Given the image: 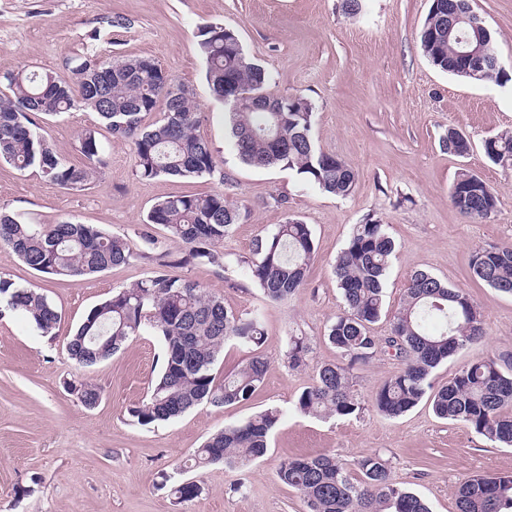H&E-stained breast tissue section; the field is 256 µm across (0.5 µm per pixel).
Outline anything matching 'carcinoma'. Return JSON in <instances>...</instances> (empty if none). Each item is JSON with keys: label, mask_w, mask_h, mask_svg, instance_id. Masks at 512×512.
<instances>
[{"label": "carcinoma", "mask_w": 512, "mask_h": 512, "mask_svg": "<svg viewBox=\"0 0 512 512\" xmlns=\"http://www.w3.org/2000/svg\"><path fill=\"white\" fill-rule=\"evenodd\" d=\"M448 12L432 3L420 35L421 48L437 69L467 78L458 58L456 35H448L446 14L466 0H446ZM198 47L206 60V78L215 98L229 106V122L240 159L254 167H282L336 197L348 196L355 186L353 169L341 158L317 148L312 139L313 104L300 94L281 98L271 94L272 76L244 52L239 36L226 26L198 27ZM70 81L51 71L25 65L0 77V160L19 170L36 169L66 190L90 182L103 164L102 144L92 131L82 133L75 149L85 160L77 167L39 132L32 116L58 115L84 107L97 113L111 135L128 140L135 155L136 176L142 179L211 176L218 161L208 142L196 133L198 112L190 90L155 60L133 57L114 60L90 54L69 69ZM282 101L279 112L255 108L254 98ZM162 113V119L144 127V115ZM487 158L512 167V134L495 136ZM441 147L459 155L462 135L453 128L441 138ZM450 199L465 217L491 218L497 211L495 191L478 175L462 172ZM240 210L215 190L207 195H172L154 203L144 224L162 226L170 238L187 248L185 261L220 266L224 254L213 246L224 241ZM147 249L104 233L99 228L64 220L33 227L0 211V246L12 249L31 269L52 276L79 279L150 258L160 243L148 231L141 233ZM395 252L385 225L367 217L354 225L336 259L334 276L345 307L327 329L328 342L341 361L315 367V377L297 398L296 412L313 417H346L364 409L355 390V370L379 350L380 339L371 326L385 315L384 281ZM256 258L248 274L263 296L283 302L306 284L315 255L309 225L290 219L257 241ZM167 253L157 254L158 269L146 279L112 294L94 306L68 336L70 358L90 368L112 357L132 336L150 332L164 345L162 373L147 397L128 414L146 426L173 420L203 404L226 406L249 400L260 386L265 359L254 354L216 382L214 368L224 343L234 340L259 348L264 342L260 312L238 315L224 300L208 294L198 283L166 271ZM472 276L512 295V246L495 244L474 251ZM23 312L44 336L59 327L55 306L33 288L0 278V298ZM485 336L482 315L468 292L454 288L425 271L414 272L403 304L394 315L385 345L402 362L401 369L379 384L370 405L395 418L431 400L441 419L464 422L486 441L512 447V363L487 355L460 369L448 384L434 383L435 370L459 349ZM310 348L305 339L288 338L287 357L295 368L308 366ZM81 403L97 405L101 392L95 385L78 383ZM281 417L268 408L247 420L224 426L212 434L194 456L196 466L222 464L242 469L267 452L270 434ZM350 467L329 454L283 460L278 479L303 497L309 512H431L419 495L402 488L391 475L388 460L367 456ZM201 487L194 481L172 489L178 502L194 499ZM456 512H512V474L475 475L454 490Z\"/></svg>", "instance_id": "carcinoma-1"}]
</instances>
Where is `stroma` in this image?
<instances>
[{
  "mask_svg": "<svg viewBox=\"0 0 512 512\" xmlns=\"http://www.w3.org/2000/svg\"><path fill=\"white\" fill-rule=\"evenodd\" d=\"M471 4L493 32L499 63L512 76V0ZM430 5L362 0L361 13L352 17L343 0H0V75L25 65L63 74L94 52L153 58L193 93L197 132L220 162L213 176L141 179L131 144L111 136L97 113L42 115L37 124L76 165L84 162L74 149L78 136L95 131L104 165L83 189L65 190L35 170L0 161V209L28 224L71 219L135 242L159 198L223 190L241 212L239 224L216 246L223 265L180 264L182 243L168 238L162 226L151 232L177 261L171 275L198 283L235 313L262 310L265 341L258 352L267 361L264 380L248 402L203 404L176 420L140 425L128 410L146 398L161 372L159 337H131L121 352L85 371L76 368L66 343L92 307L151 276L156 264L138 261L71 280L36 272L0 247V277L38 288L61 314L48 337L0 300V512H307L300 494L276 471L284 459L323 452L349 464L382 455L393 479L424 498L432 512H455L454 489L468 476L512 474V447L438 419L426 399L397 418L372 408L329 419L294 410L312 382L313 365L339 358L325 337L344 308L333 268L353 226L370 215L398 246L385 283L386 314L372 333L389 336L408 281L422 270L465 289L486 330L481 342L436 370V385L488 354L512 358V296L473 280L469 267L478 247L512 245V169L489 162L481 147L485 138L512 132V79L466 81L432 66L420 45ZM204 23L237 31L245 52L273 76L272 94L311 99L316 145L356 173L348 197L301 183L292 170L239 160L226 107L205 78L197 45ZM451 128L472 140L469 155L441 150L440 139ZM465 170L498 194V209L488 220H469L450 201ZM291 219L309 224L316 256L304 288L288 301L270 303L248 278L247 263L254 241ZM292 335L306 338L310 367H289ZM82 379L100 388L96 407H84L68 391L69 382ZM269 407L283 416L263 458L242 470L221 464L183 469L209 435ZM185 480L197 481L201 492L179 503L171 488Z\"/></svg>",
  "mask_w": 512,
  "mask_h": 512,
  "instance_id": "35a3bbf8",
  "label": "stroma"
}]
</instances>
